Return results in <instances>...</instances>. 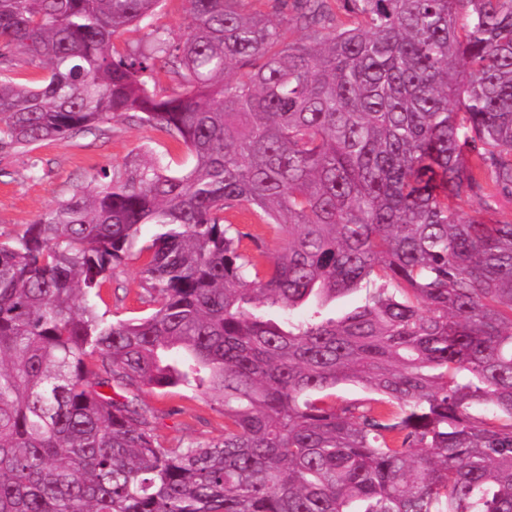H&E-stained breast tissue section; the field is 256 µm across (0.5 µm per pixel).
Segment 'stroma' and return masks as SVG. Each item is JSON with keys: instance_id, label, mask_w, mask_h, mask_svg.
Masks as SVG:
<instances>
[{"instance_id": "obj_1", "label": "stroma", "mask_w": 512, "mask_h": 512, "mask_svg": "<svg viewBox=\"0 0 512 512\" xmlns=\"http://www.w3.org/2000/svg\"><path fill=\"white\" fill-rule=\"evenodd\" d=\"M147 147L174 166L186 158L182 144L122 115L100 130L49 140L0 160V234L20 231L39 214L70 198L92 175L123 166ZM143 263L133 252L115 269L111 282L100 292L99 312L113 320L151 314L153 306L146 300L140 276ZM141 399L154 413L157 433L165 445L206 442L224 434L223 416L194 391L154 390L143 393Z\"/></svg>"}]
</instances>
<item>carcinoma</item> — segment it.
<instances>
[{"label": "carcinoma", "mask_w": 512, "mask_h": 512, "mask_svg": "<svg viewBox=\"0 0 512 512\" xmlns=\"http://www.w3.org/2000/svg\"><path fill=\"white\" fill-rule=\"evenodd\" d=\"M160 2L0 0V156L129 115L192 159L0 240V512H512V0ZM146 224L154 311L109 320ZM179 386L224 437L159 440ZM184 0H164L151 22L175 34L184 31Z\"/></svg>", "instance_id": "obj_1"}]
</instances>
